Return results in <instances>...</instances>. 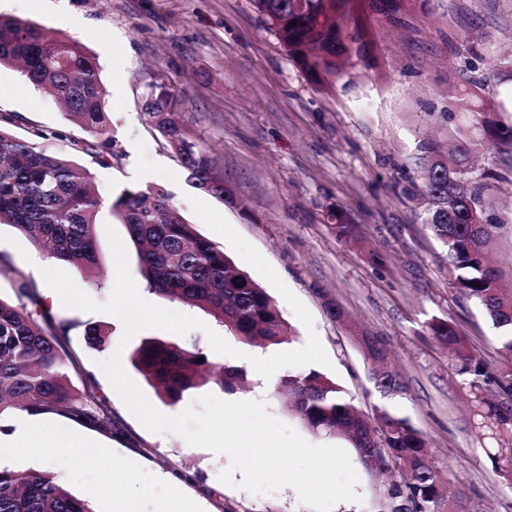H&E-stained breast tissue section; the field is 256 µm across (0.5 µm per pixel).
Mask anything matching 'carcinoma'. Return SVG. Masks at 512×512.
<instances>
[{"label":"carcinoma","mask_w":512,"mask_h":512,"mask_svg":"<svg viewBox=\"0 0 512 512\" xmlns=\"http://www.w3.org/2000/svg\"><path fill=\"white\" fill-rule=\"evenodd\" d=\"M269 30L288 57L312 80L340 75L360 40L359 30L343 31L339 20L351 11V0H252ZM18 65L37 88H48L66 107L67 115L88 134L75 151L91 154L102 166L114 155L106 90L97 59L74 37L59 36L29 20L0 15V66ZM180 93L156 85L146 94L145 114L172 149L180 167L197 188L224 199V173L202 146L172 121ZM482 138L512 145V124L483 114ZM46 135L37 130L20 138L0 127V224H10L48 257L96 276L99 253L95 227L104 214L125 225L134 244L142 276L158 295L195 306L239 339L258 346L279 345L293 336L274 299L239 270L224 248L201 235L185 219L161 186L125 188L105 195L77 162L41 146ZM464 170L442 160L424 168L418 194L426 200V217L434 236L448 250V268L455 287L476 300L499 330L502 348L512 352V289L502 287L489 254V229L478 228L482 216L480 192H464ZM336 238L362 246L358 225L341 210L328 213ZM0 267L16 274L18 303L0 299V416L11 408L34 413L60 412L100 426L112 424L105 400L94 382L75 398L62 339L73 323L57 317L37 292L35 283L0 255ZM434 338L448 348L469 376L471 389L491 383L502 395L488 406L487 424L493 431L512 428V371L489 373L454 325L435 320ZM88 345L108 349L110 329L105 324L85 328ZM366 358L385 357L379 340L355 334ZM130 361L169 405L203 387L205 374L232 392L246 379L239 366L215 364L196 337L181 343L157 337L142 339ZM382 395L404 391L398 375L379 376L370 370ZM280 387L291 397L290 410L311 433L345 437L367 466L387 455L401 469V481L388 490L390 512H460L451 507L446 480L427 462L426 442L408 418L388 407L366 416L332 379L315 371L290 374ZM0 512H94L89 502L50 474L0 468Z\"/></svg>","instance_id":"obj_1"}]
</instances>
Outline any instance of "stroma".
<instances>
[{
	"label": "stroma",
	"mask_w": 512,
	"mask_h": 512,
	"mask_svg": "<svg viewBox=\"0 0 512 512\" xmlns=\"http://www.w3.org/2000/svg\"><path fill=\"white\" fill-rule=\"evenodd\" d=\"M350 23L361 39L343 73L330 84L311 81L288 57L251 0H0V13L34 21L80 40L98 60L107 92L115 140L110 167L74 152L85 139L49 92L29 84L14 66L0 67V117L20 137L42 129L49 151L74 157L107 194L144 187L138 168L155 170L157 185L180 212L216 244L222 236L198 221L189 203L198 198L216 208L269 262L313 317L305 327L285 299L277 304L296 330L283 350L303 347L316 332L331 365L323 373L336 381L366 415L388 406L409 418L427 441L429 462L448 480L452 498L467 512H512V485L495 473L490 454L498 436L484 428L486 401L498 388L474 395L447 351L433 338V320L451 322L488 372L512 367L483 308L462 295L448 269V253L424 224L423 208L410 195L423 175V156H450L462 138L481 135L479 114L458 101L472 92L482 111L512 123L499 99L512 70V0H351ZM182 94L175 114L224 172L234 200L224 203L192 185L147 122L143 104L152 85ZM463 183L479 188L491 251L504 287L512 286V146L484 144L465 164ZM343 208L358 224L364 248L336 238L328 210ZM104 275L91 280L71 271L75 284L106 301L115 263L105 225L97 227ZM0 254L35 282L48 287L38 266L46 255L12 225L0 224ZM344 310L333 321L326 300ZM73 327L63 340L76 388L94 379L107 402L109 428L62 413L36 415L38 436H76L53 466L34 453L14 455L13 470H48L54 480L90 500L96 512H112L115 499L130 497L134 512H166L179 498L185 512H313L295 488L258 495L221 483L226 455L189 445L177 434L147 430L127 408L99 361L120 351L122 366L149 402L173 416L197 396L179 404L162 402L129 357L139 338L122 342L123 324L113 315L59 307ZM110 328V345L98 351L83 336L86 324ZM377 337L386 362L405 387L383 396L369 377L368 363L353 329ZM227 342L245 352L254 345L234 335ZM245 359L247 379L233 396L265 400L269 413L314 445L346 449L359 476L360 502L341 501L332 512H389L390 474L365 466L343 437L309 432L278 393L283 367L263 378ZM118 461V468L102 462ZM188 479L172 488L164 473Z\"/></svg>",
	"instance_id": "1"
}]
</instances>
